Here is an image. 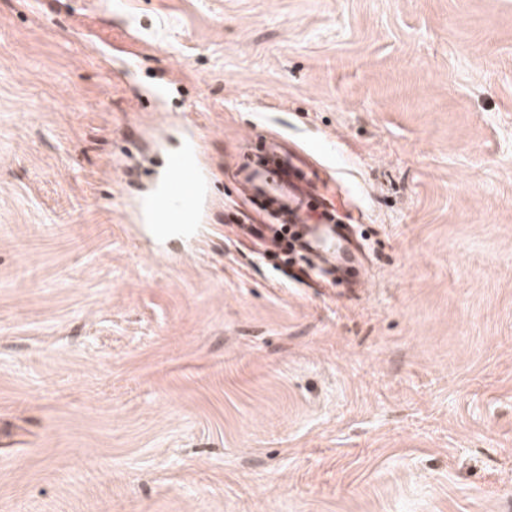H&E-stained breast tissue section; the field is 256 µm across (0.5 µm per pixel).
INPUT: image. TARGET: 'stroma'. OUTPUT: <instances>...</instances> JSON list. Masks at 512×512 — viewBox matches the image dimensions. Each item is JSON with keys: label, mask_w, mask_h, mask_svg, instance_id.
Wrapping results in <instances>:
<instances>
[{"label": "stroma", "mask_w": 512, "mask_h": 512, "mask_svg": "<svg viewBox=\"0 0 512 512\" xmlns=\"http://www.w3.org/2000/svg\"><path fill=\"white\" fill-rule=\"evenodd\" d=\"M258 137L346 282L255 237ZM0 512H512V0H0ZM210 173L196 129L187 127L181 150L172 155L158 181L143 193L133 221L155 241L172 234L199 241L209 230ZM263 163L251 162L237 172L240 184L258 200L277 224H301L304 251L314 256L329 254L347 264L351 255L347 226L340 224H306L305 210L314 189L305 172L295 165L294 155L280 154L272 145L262 148Z\"/></svg>", "instance_id": "1"}]
</instances>
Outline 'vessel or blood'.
Segmentation results:
<instances>
[{
    "label": "vessel or blood",
    "instance_id": "b4317fda",
    "mask_svg": "<svg viewBox=\"0 0 512 512\" xmlns=\"http://www.w3.org/2000/svg\"><path fill=\"white\" fill-rule=\"evenodd\" d=\"M240 184L270 213L276 223L301 227L305 252L328 254L340 263L351 260L346 228L340 224H309L305 211L314 189L296 158L262 148L261 163H248L237 172ZM210 173L202 158V143L194 127H187L181 150L172 155L151 189L135 206L133 220L155 241L177 234L201 240L209 230Z\"/></svg>",
    "mask_w": 512,
    "mask_h": 512
}]
</instances>
